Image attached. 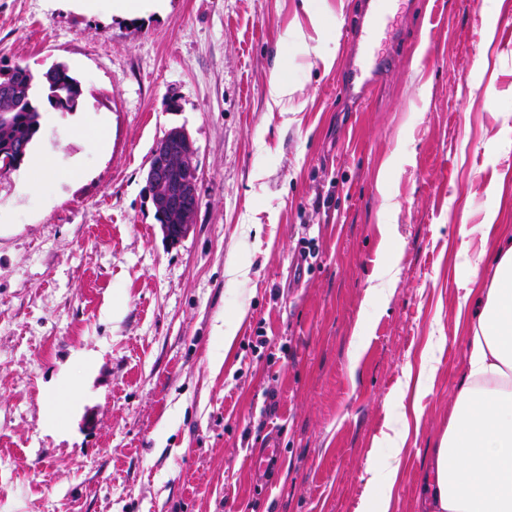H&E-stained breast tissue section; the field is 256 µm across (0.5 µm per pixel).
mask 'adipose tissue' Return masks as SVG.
I'll use <instances>...</instances> for the list:
<instances>
[{
  "label": "adipose tissue",
  "instance_id": "adipose-tissue-1",
  "mask_svg": "<svg viewBox=\"0 0 512 512\" xmlns=\"http://www.w3.org/2000/svg\"><path fill=\"white\" fill-rule=\"evenodd\" d=\"M89 15L162 11L165 0H75ZM470 271L465 378L437 438L419 495L428 512H512V238L459 252ZM370 489L356 512H390L399 469L368 464Z\"/></svg>",
  "mask_w": 512,
  "mask_h": 512
}]
</instances>
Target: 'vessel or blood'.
Instances as JSON below:
<instances>
[{"label": "vessel or blood", "instance_id": "b4317fda", "mask_svg": "<svg viewBox=\"0 0 512 512\" xmlns=\"http://www.w3.org/2000/svg\"><path fill=\"white\" fill-rule=\"evenodd\" d=\"M412 0H373L361 20L347 31L353 54L344 74L349 91L364 92L381 68L383 38L393 30L400 15L407 13Z\"/></svg>", "mask_w": 512, "mask_h": 512}]
</instances>
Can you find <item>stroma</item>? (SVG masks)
I'll use <instances>...</instances> for the list:
<instances>
[{"label": "stroma", "mask_w": 512, "mask_h": 512, "mask_svg": "<svg viewBox=\"0 0 512 512\" xmlns=\"http://www.w3.org/2000/svg\"><path fill=\"white\" fill-rule=\"evenodd\" d=\"M364 8L167 0L137 22L0 0V65L62 63L82 85L32 145L64 178L29 192L27 167L0 174V512H355L430 351L394 491V512H420L465 374L459 227L512 229V0H414L352 106L345 30ZM276 74L294 89L278 106ZM87 121L105 150L74 134ZM173 127L200 199L176 244L146 183Z\"/></svg>", "instance_id": "obj_1"}]
</instances>
